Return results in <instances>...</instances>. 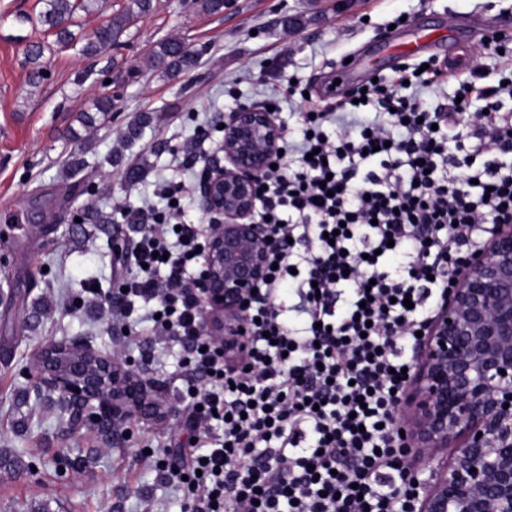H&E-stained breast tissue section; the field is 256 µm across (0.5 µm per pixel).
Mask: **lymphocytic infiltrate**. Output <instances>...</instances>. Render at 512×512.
<instances>
[{
	"label": "lymphocytic infiltrate",
	"instance_id": "obj_1",
	"mask_svg": "<svg viewBox=\"0 0 512 512\" xmlns=\"http://www.w3.org/2000/svg\"><path fill=\"white\" fill-rule=\"evenodd\" d=\"M403 69L352 98L302 112L263 175L273 267L253 305L243 368L201 332L189 281L205 261L196 225L149 224L135 275L111 300L133 305L153 343L180 347L196 422L188 464L161 467L189 512H411L393 431L407 342L451 288L488 225L512 224V81L460 83L453 110L403 95ZM485 111L468 112L469 101Z\"/></svg>",
	"mask_w": 512,
	"mask_h": 512
}]
</instances>
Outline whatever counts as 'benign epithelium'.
Masks as SVG:
<instances>
[{
  "instance_id": "7a95c632",
  "label": "benign epithelium",
  "mask_w": 512,
  "mask_h": 512,
  "mask_svg": "<svg viewBox=\"0 0 512 512\" xmlns=\"http://www.w3.org/2000/svg\"><path fill=\"white\" fill-rule=\"evenodd\" d=\"M280 137L267 106H242L224 118V164L200 182L210 224L196 287L206 335L233 364L240 357L229 348L266 281L272 235L254 216ZM35 368L38 389L66 398L87 425L106 424L114 442L128 423L167 416L156 381L87 338L48 345ZM394 428L405 434L416 512H512V224L497 225L466 261L430 320ZM422 453L427 470L414 463Z\"/></svg>"
}]
</instances>
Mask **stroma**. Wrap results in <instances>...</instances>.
<instances>
[{
  "instance_id": "1",
  "label": "stroma",
  "mask_w": 512,
  "mask_h": 512,
  "mask_svg": "<svg viewBox=\"0 0 512 512\" xmlns=\"http://www.w3.org/2000/svg\"><path fill=\"white\" fill-rule=\"evenodd\" d=\"M40 0H0V218L25 228L51 224L44 235L22 233L0 240V452L19 463L0 468V512H143L163 504L184 512L164 475L140 463L142 448L181 447L190 433L177 356L143 362L134 343L112 332L113 288L134 271L115 262L110 239L140 237L144 202L161 205L160 185L177 177L189 195L180 221L206 227L199 197L201 173L223 160L224 117L238 104L276 97L278 122L299 130L306 106L325 107L323 88L338 65L361 55L362 70L390 74L393 61L379 46L401 36L406 16L426 31L460 32L466 20H484L512 32V0H229L223 14L205 11L202 0H153L122 36L119 45L86 57L71 48L46 53V78L27 83L29 42L53 43L51 33L16 22L36 14ZM176 36L199 53L188 71L165 76L146 62L149 48ZM498 43L465 40L438 44L414 61L454 55L461 64L483 63L489 81L498 74ZM311 93V101L301 91ZM111 97L110 118L91 141L74 138L75 116ZM207 138H200V131ZM146 161L136 181L127 168ZM94 180L101 190L84 194ZM110 214L108 224H76L75 211ZM84 337L121 357L140 361L165 386L170 423L136 422L119 443L94 429L73 426L71 411L53 400L37 401L35 354L54 341ZM71 458L93 455L81 471L60 477L49 462L57 449ZM38 470H26L32 458Z\"/></svg>"
}]
</instances>
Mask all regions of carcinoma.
<instances>
[{"mask_svg":"<svg viewBox=\"0 0 512 512\" xmlns=\"http://www.w3.org/2000/svg\"><path fill=\"white\" fill-rule=\"evenodd\" d=\"M43 10L32 17L21 14L16 21L21 25L38 26L46 31L54 32L55 45L59 48L81 45L80 52L85 56H95L106 47L120 42L129 23L140 16L148 14L152 9V0H127L121 12L112 15L88 36H77L70 27L75 25L74 19L81 13L91 14L103 9L102 0H43ZM50 46L33 43L27 49L26 63L31 65L27 74L28 84L38 86L44 79V56ZM150 60L154 67H162L161 73L169 75L182 72L193 67L197 61V53L183 40L171 38L157 43L150 52ZM112 112V98H100L96 102V116L80 112L76 120L84 127L87 134H92L98 122L106 121Z\"/></svg>","mask_w":512,"mask_h":512,"instance_id":"1","label":"carcinoma"}]
</instances>
